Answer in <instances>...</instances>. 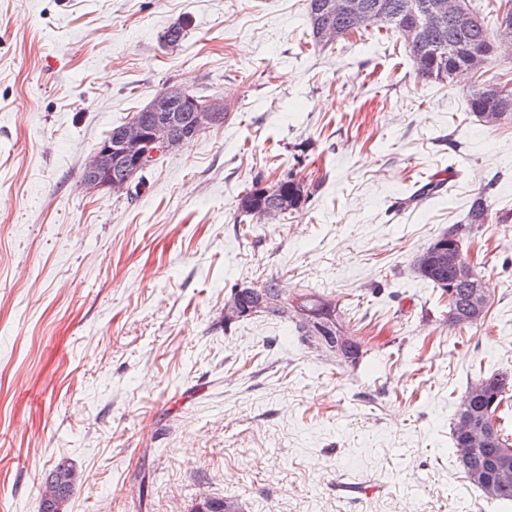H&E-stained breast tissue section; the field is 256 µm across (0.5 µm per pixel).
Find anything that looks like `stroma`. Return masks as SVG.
I'll use <instances>...</instances> for the list:
<instances>
[{
  "label": "stroma",
  "instance_id": "35a3bbf8",
  "mask_svg": "<svg viewBox=\"0 0 512 512\" xmlns=\"http://www.w3.org/2000/svg\"><path fill=\"white\" fill-rule=\"evenodd\" d=\"M483 82H512V50L425 81L391 30L314 44L307 0H0V512H39L62 458L66 512H512L452 444L468 383L512 372V120L471 116ZM171 86L223 124L86 189L106 131ZM287 177L298 211L242 210ZM454 229L491 296L473 329L414 270ZM271 277L332 302L359 361L225 323ZM76 483V472L67 461L62 460L53 465V467L48 471L47 474H45L44 477V491L42 493L40 511L49 512L47 510H52V507L50 506H48L49 508H46L44 500L45 492L51 490L58 497V500L62 504L61 511L59 512H64L63 509L72 496Z\"/></svg>",
  "mask_w": 512,
  "mask_h": 512
}]
</instances>
